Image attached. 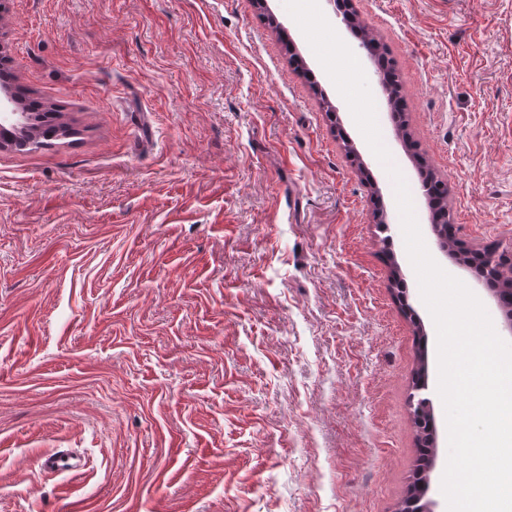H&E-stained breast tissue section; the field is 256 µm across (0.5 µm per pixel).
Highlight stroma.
<instances>
[{
  "label": "stroma",
  "instance_id": "stroma-1",
  "mask_svg": "<svg viewBox=\"0 0 512 512\" xmlns=\"http://www.w3.org/2000/svg\"><path fill=\"white\" fill-rule=\"evenodd\" d=\"M320 8L430 254L508 337L440 251L405 144L447 180L468 246H512V0H354L400 71L402 131ZM0 56L74 130L0 141V512H395L417 333L436 330L393 181L283 0H0ZM428 373L427 498L447 512L433 351ZM61 452L81 470L45 471Z\"/></svg>",
  "mask_w": 512,
  "mask_h": 512
}]
</instances>
